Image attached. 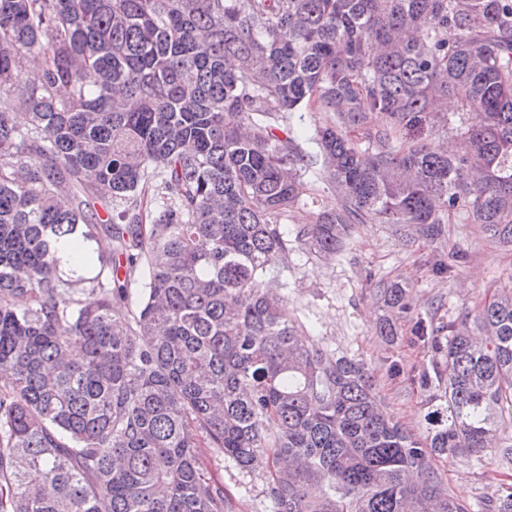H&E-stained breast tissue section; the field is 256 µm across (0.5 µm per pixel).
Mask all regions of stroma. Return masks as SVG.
Segmentation results:
<instances>
[{"mask_svg": "<svg viewBox=\"0 0 512 512\" xmlns=\"http://www.w3.org/2000/svg\"><path fill=\"white\" fill-rule=\"evenodd\" d=\"M460 261L449 273L437 271L448 256ZM409 284L414 316L436 323L474 313L496 289L512 286V247L494 243L479 225L451 218L436 242L396 234L389 224H355L341 250L326 256L306 245L293 244L279 292L289 314L303 325L304 336L317 348L356 356L366 362L376 386L396 420L422 432L429 395L410 383L407 371L429 366L427 345L414 341L412 322L401 325L402 341L389 345L375 334L381 314L376 283ZM403 375L392 376V365ZM210 472L223 481L233 512H273L265 495L264 468L245 472L220 450L203 449ZM434 469L451 491L463 496L471 512H483L507 476L498 459L437 458Z\"/></svg>", "mask_w": 512, "mask_h": 512, "instance_id": "stroma-1", "label": "stroma"}]
</instances>
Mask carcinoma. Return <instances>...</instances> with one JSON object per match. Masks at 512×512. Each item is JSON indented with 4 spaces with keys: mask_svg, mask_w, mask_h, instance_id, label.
<instances>
[{
    "mask_svg": "<svg viewBox=\"0 0 512 512\" xmlns=\"http://www.w3.org/2000/svg\"><path fill=\"white\" fill-rule=\"evenodd\" d=\"M316 166L320 253L452 213L512 246V0H0V512H231L202 448L265 463L274 512H469L432 460L512 464V288L416 321L436 393L403 427L273 288ZM376 293L394 342L411 288ZM318 166L315 169L308 172L304 176L305 182H311L313 187L316 189V193L318 194L319 203L321 206H327L329 208L337 206L339 203L336 194L333 190L327 185L326 182L322 181L319 176Z\"/></svg>",
    "mask_w": 512,
    "mask_h": 512,
    "instance_id": "carcinoma-1",
    "label": "carcinoma"
}]
</instances>
